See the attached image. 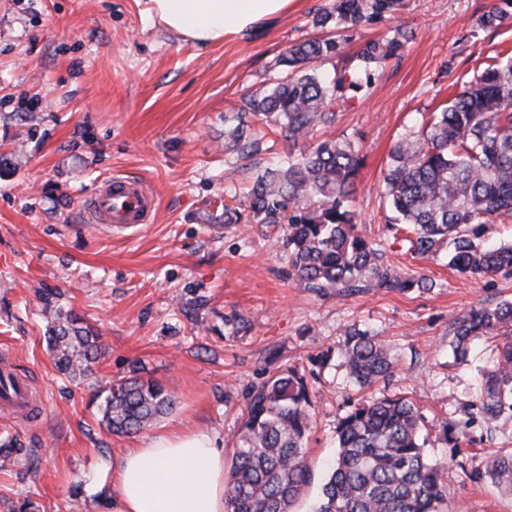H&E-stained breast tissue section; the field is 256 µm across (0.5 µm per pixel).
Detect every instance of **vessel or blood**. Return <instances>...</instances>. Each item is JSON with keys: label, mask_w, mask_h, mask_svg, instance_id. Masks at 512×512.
<instances>
[{"label": "vessel or blood", "mask_w": 512, "mask_h": 512, "mask_svg": "<svg viewBox=\"0 0 512 512\" xmlns=\"http://www.w3.org/2000/svg\"><path fill=\"white\" fill-rule=\"evenodd\" d=\"M155 204L142 180L115 176L95 192L87 208L96 221L128 229L146 223Z\"/></svg>", "instance_id": "b4317fda"}]
</instances>
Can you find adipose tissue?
<instances>
[{"mask_svg":"<svg viewBox=\"0 0 512 512\" xmlns=\"http://www.w3.org/2000/svg\"><path fill=\"white\" fill-rule=\"evenodd\" d=\"M293 0H144L165 29L201 45L241 37ZM224 451L205 433L170 428L104 461L88 489L106 512H224Z\"/></svg>","mask_w":512,"mask_h":512,"instance_id":"obj_1","label":"adipose tissue"}]
</instances>
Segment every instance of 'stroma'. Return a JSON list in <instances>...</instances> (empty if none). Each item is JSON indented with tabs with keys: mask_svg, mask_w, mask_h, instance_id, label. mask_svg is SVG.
Masks as SVG:
<instances>
[{
	"mask_svg": "<svg viewBox=\"0 0 512 512\" xmlns=\"http://www.w3.org/2000/svg\"><path fill=\"white\" fill-rule=\"evenodd\" d=\"M493 2L404 0L399 23L413 40L317 132L358 139L357 233L389 268L433 288L391 291L368 276L316 293L291 273L287 225L224 221L225 199L245 203L257 169L274 163L281 128L262 125L261 150L247 160L225 151L224 133L243 98L280 79L288 46L321 36L313 20L335 0H299L263 31L206 46L149 20L141 0H0V364L30 378L37 406L33 416L0 407V447L18 451L0 466V512L27 498L38 512H104L89 494L74 510L68 489L142 440L102 422L104 392L121 378L175 393L154 430L207 433L229 457L252 390L298 369L310 395L312 479L293 512H311L336 456V424L358 402L408 397L433 430L466 420L495 344L456 365L450 330L473 306L512 301V279L467 278L445 250L422 257L401 247L383 178L400 139L494 58L512 56V19L476 25ZM109 175L152 187L150 223L121 232L92 222L83 205ZM57 311L99 337L86 379L54 364L47 330ZM350 327L389 346L393 376L366 390L351 382L340 354ZM469 433L458 453L435 438L426 446L449 465L448 512H512V497L471 478L512 449V418Z\"/></svg>",
	"mask_w": 512,
	"mask_h": 512,
	"instance_id": "obj_1",
	"label": "stroma"
}]
</instances>
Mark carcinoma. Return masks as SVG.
<instances>
[{"instance_id":"1","label":"carcinoma","mask_w":512,"mask_h":512,"mask_svg":"<svg viewBox=\"0 0 512 512\" xmlns=\"http://www.w3.org/2000/svg\"><path fill=\"white\" fill-rule=\"evenodd\" d=\"M402 0H336L314 25L339 29L336 36L290 46L279 59L285 76L253 93L229 121L227 149L240 159L259 151L251 119L284 131L276 162L252 182L246 210L224 205V223L286 224L284 249L292 275L304 287L352 288L365 273L379 286L406 291L422 283L384 266L373 245L355 232L351 203L362 165L352 138L312 141L320 126L336 123L345 91L361 77L399 56L410 31L399 25L388 40L365 42L354 65L331 81L321 63L341 54L343 31L396 18ZM512 18V0H499L478 17L483 29ZM384 197L393 224H407L410 250L419 255L448 247V266L471 278H512V243L491 244L488 235L502 217L512 219V58L488 65L439 112L429 115L421 138H402L390 155ZM502 340L492 369L483 373L478 414L490 422L512 417V302L478 306L457 319L448 341L453 362L465 365L471 345ZM58 370L73 380L91 374L101 353L98 337L69 314L49 329ZM353 383L364 389L394 372L387 345L349 327L341 348ZM176 404L154 381L126 378L113 384L103 422L113 434H135ZM309 393L294 369L277 373L250 394L225 492V512H291L309 483L305 440L311 425ZM425 417L408 398L366 400L336 426V462L321 486L313 512H445L446 466L424 451ZM512 497V449L498 451L474 474Z\"/></svg>"}]
</instances>
